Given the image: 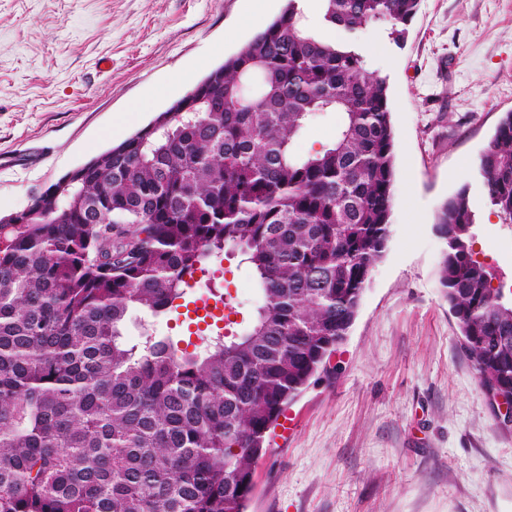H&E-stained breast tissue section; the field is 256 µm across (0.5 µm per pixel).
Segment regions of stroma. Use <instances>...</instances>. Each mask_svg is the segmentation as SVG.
I'll use <instances>...</instances> for the list:
<instances>
[{
    "label": "stroma",
    "instance_id": "1",
    "mask_svg": "<svg viewBox=\"0 0 512 512\" xmlns=\"http://www.w3.org/2000/svg\"><path fill=\"white\" fill-rule=\"evenodd\" d=\"M245 0H0V216L119 144L112 119L150 98L148 125L237 54ZM388 87L390 237L356 318L271 429L247 512H512V426L478 383L438 283L441 204L468 187L479 259L512 282V224L479 157L512 112V0H420L403 42L359 32ZM212 279L237 334L261 299L235 254Z\"/></svg>",
    "mask_w": 512,
    "mask_h": 512
}]
</instances>
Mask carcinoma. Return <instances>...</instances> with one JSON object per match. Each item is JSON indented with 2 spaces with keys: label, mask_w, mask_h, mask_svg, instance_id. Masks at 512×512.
<instances>
[{
  "label": "carcinoma",
  "mask_w": 512,
  "mask_h": 512,
  "mask_svg": "<svg viewBox=\"0 0 512 512\" xmlns=\"http://www.w3.org/2000/svg\"><path fill=\"white\" fill-rule=\"evenodd\" d=\"M294 2L23 223H0V512H244L267 433L344 341L395 176L387 87L351 38L384 23L403 39L420 0H320L334 41ZM324 112L335 135L297 154ZM479 169L512 224V112ZM474 224L467 189L440 207L439 285L479 385L509 401L512 289L493 287ZM228 252L262 298L241 331L191 352L149 332L141 316Z\"/></svg>",
  "instance_id": "1"
}]
</instances>
